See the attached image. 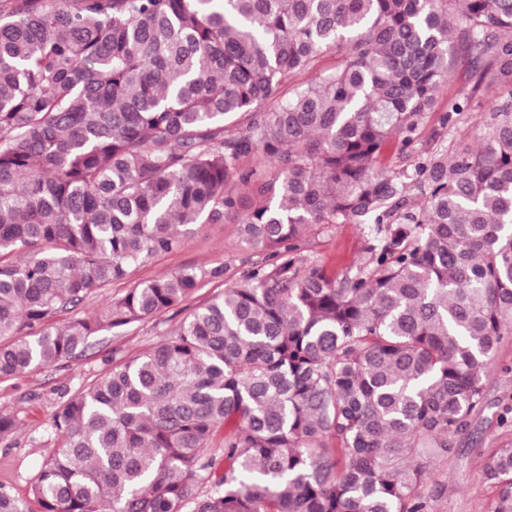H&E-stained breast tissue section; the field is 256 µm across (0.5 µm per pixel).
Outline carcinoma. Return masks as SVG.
Wrapping results in <instances>:
<instances>
[{"label":"carcinoma","mask_w":512,"mask_h":512,"mask_svg":"<svg viewBox=\"0 0 512 512\" xmlns=\"http://www.w3.org/2000/svg\"><path fill=\"white\" fill-rule=\"evenodd\" d=\"M226 222L265 262L60 406L40 512H430L512 335V0H0V378L185 302L204 271L51 323ZM336 224L366 257L331 276L297 241ZM484 478L512 512V443ZM470 84V74L465 66H458L451 72L448 85L442 89L434 112H428L419 122L416 148L428 145L433 132L439 129L440 116L448 109V101L454 99L460 89ZM499 95L498 87L490 85L482 94V106L466 115L464 125L455 132L445 134L441 145L448 149V155H453L463 148H474L478 142L477 136L484 121L488 117V107ZM415 159L416 153H413L410 157H405V155L400 153L399 145L393 141L386 145L379 165L392 171H399L403 169H408L409 171L412 168Z\"/></svg>","instance_id":"cac0c4a2"}]
</instances>
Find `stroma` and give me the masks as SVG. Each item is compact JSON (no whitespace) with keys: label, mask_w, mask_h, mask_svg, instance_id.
Returning <instances> with one entry per match:
<instances>
[{"label":"stroma","mask_w":512,"mask_h":512,"mask_svg":"<svg viewBox=\"0 0 512 512\" xmlns=\"http://www.w3.org/2000/svg\"><path fill=\"white\" fill-rule=\"evenodd\" d=\"M465 67L451 72L434 111L426 113L417 131L418 146L428 145L439 127V119L460 89L469 85ZM499 94L489 86L483 105L469 112L464 125L445 134L442 145L449 152L475 147L478 133L487 119V106ZM365 237L358 225L339 224L325 232H312L299 244L300 256L338 275L363 262ZM264 253L240 246L232 224H207L186 235L181 248L156 256L133 271L124 281L101 289L82 303L54 317V324L83 318L100 311L137 284L183 267L205 271L201 288L184 303L164 313L132 323L123 330L103 331L90 339L84 351L72 360L49 368H36L14 378H0V411L13 415L18 423L10 434L0 435V487L17 499L32 502V488L44 461L59 446L50 428L59 407L72 395L102 377L111 365L128 360L158 345L199 303L224 287L240 281ZM485 408L471 421L453 456L437 464L432 480L442 482L447 491L433 501L431 512H492L496 491L484 478L483 470L492 452L512 439V429L499 423L504 404L512 402V336L499 348L486 379Z\"/></svg>","instance_id":"35a3bbf8"}]
</instances>
